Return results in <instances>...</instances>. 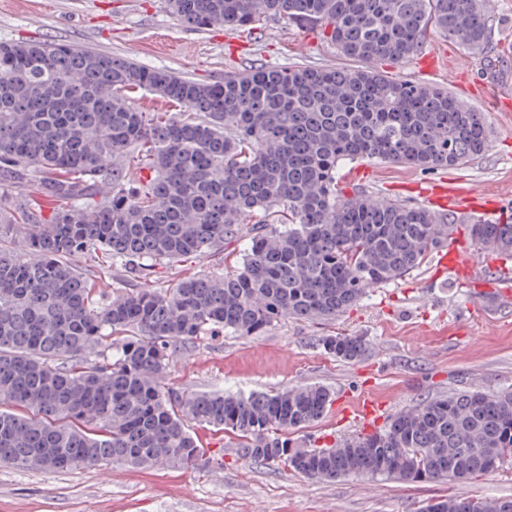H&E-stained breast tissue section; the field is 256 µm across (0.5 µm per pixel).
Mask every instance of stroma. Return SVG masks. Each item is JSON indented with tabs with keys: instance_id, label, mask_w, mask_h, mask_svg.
I'll return each mask as SVG.
<instances>
[{
	"instance_id": "stroma-1",
	"label": "stroma",
	"mask_w": 512,
	"mask_h": 512,
	"mask_svg": "<svg viewBox=\"0 0 512 512\" xmlns=\"http://www.w3.org/2000/svg\"><path fill=\"white\" fill-rule=\"evenodd\" d=\"M37 39L71 43L209 82L255 66L327 67L342 64L318 24L279 16L251 28L194 29L164 0H0V41ZM445 62L443 72L422 65ZM390 75L447 88L484 113L489 150L447 172L386 162H347L337 173L343 195L363 192L424 206L409 192L414 182L448 178L465 191L494 190L512 217V0H495L484 47L469 51L437 31L410 59L389 65ZM245 242L223 257L202 256L164 269L146 287L221 273L235 267ZM435 258L401 280L371 289L331 322L290 318L263 335L219 331L173 357L168 387L191 393L274 390L321 385L336 403L365 395L384 399L391 413L461 390L512 387V303L479 305L451 276L435 273ZM362 336L365 356L345 362L324 352L326 335ZM211 461L197 469L112 465L44 473L0 465V512H422L448 495L512 497V470L473 480L404 483L347 477L310 480L244 455L230 434L198 429Z\"/></svg>"
}]
</instances>
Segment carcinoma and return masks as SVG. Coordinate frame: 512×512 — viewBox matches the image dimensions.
Returning a JSON list of instances; mask_svg holds the SVG:
<instances>
[{
	"instance_id": "obj_1",
	"label": "carcinoma",
	"mask_w": 512,
	"mask_h": 512,
	"mask_svg": "<svg viewBox=\"0 0 512 512\" xmlns=\"http://www.w3.org/2000/svg\"><path fill=\"white\" fill-rule=\"evenodd\" d=\"M166 6L197 29L319 22L359 66H261L212 83L70 44L0 42V464L194 469L195 423L311 479L467 481L511 468L512 389L437 396L371 434L307 448L289 434L324 415L326 387L184 394L163 383L182 345L218 329L249 337L292 317L333 320L448 242V219L424 207L339 194L336 169L382 159L451 170L488 150L481 113L374 64L413 56L430 27L480 49L493 0ZM134 88L187 112H140ZM468 236L512 259V224L476 222ZM242 239L230 273L120 288L105 302L77 264L100 253L146 280ZM321 345L345 361L368 348L362 336ZM424 512H512V498L449 496Z\"/></svg>"
}]
</instances>
